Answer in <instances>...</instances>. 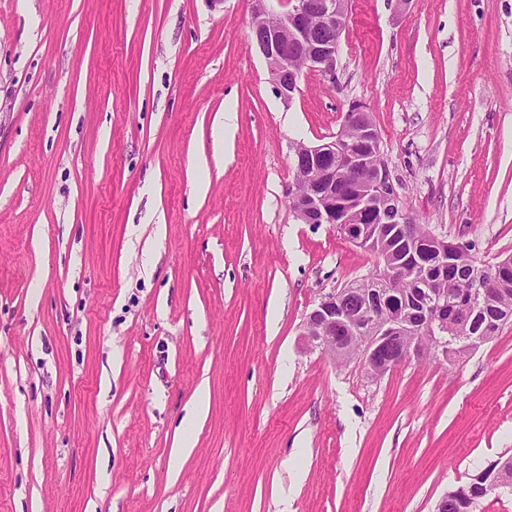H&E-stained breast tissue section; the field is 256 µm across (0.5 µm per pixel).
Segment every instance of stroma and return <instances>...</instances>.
Returning a JSON list of instances; mask_svg holds the SVG:
<instances>
[{"mask_svg":"<svg viewBox=\"0 0 512 512\" xmlns=\"http://www.w3.org/2000/svg\"><path fill=\"white\" fill-rule=\"evenodd\" d=\"M250 29L247 0H0V512H433L512 456V325L375 380L305 349L376 259L287 194L358 100L405 212L512 253V0H351L338 82L289 104ZM209 411V395L205 385L201 384L197 387L193 396V411L185 417L178 427L179 437L176 440V448L172 455V467L178 468L179 462L187 456L193 448V439L191 429L193 423L200 419Z\"/></svg>","mask_w":512,"mask_h":512,"instance_id":"stroma-1","label":"stroma"}]
</instances>
